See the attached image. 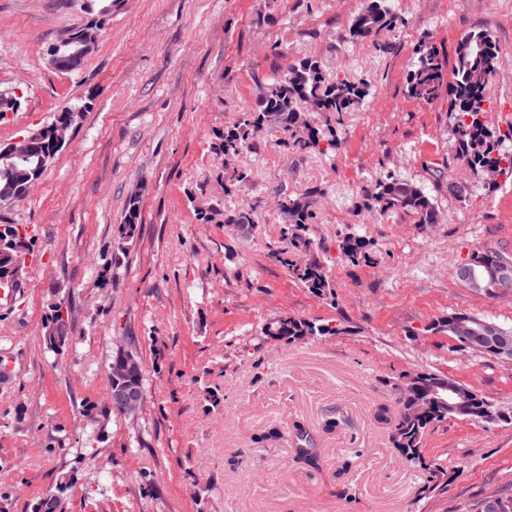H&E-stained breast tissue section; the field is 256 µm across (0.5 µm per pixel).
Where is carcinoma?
<instances>
[{
  "label": "carcinoma",
  "instance_id": "cac0c4a2",
  "mask_svg": "<svg viewBox=\"0 0 512 512\" xmlns=\"http://www.w3.org/2000/svg\"><path fill=\"white\" fill-rule=\"evenodd\" d=\"M83 11L92 16V21L103 28L106 18L112 13V0H102L95 5L88 3ZM395 19L387 6V0H369L368 5L355 14L350 24V33L357 39H367L379 31L393 26ZM504 62L503 53L495 41L484 31L470 32L460 39L455 49L452 70L442 59L439 49L427 42L419 46L411 60L406 93L408 97L431 103L442 97L448 99V110L457 114L458 153L472 174L478 176L488 168L498 171L512 170V154L499 146L512 140V128L495 136L485 124L484 105L489 98V84L494 72ZM366 97V90L346 80L329 81L323 75L318 61L303 58L291 65L282 75L274 79L260 94L255 108L242 113L231 126L224 128L218 137L217 150L224 160L238 158L245 147L256 142L268 129L279 127L292 131L295 117L302 109L313 113H342L353 109ZM310 134L305 140H294L292 146L301 151L319 148L324 139L323 130L309 125ZM29 169L18 164L5 170L0 162V200L21 189L28 177ZM367 199L373 201L383 214L406 211L418 217L421 224L437 223V209L432 198L417 184L400 178L388 177L364 189ZM140 195H131L125 222L119 225V240L133 237L140 218ZM285 223L291 229L293 239L303 247L311 246L307 237L308 224L312 218L310 203L300 197L282 202ZM224 223L247 232L254 221L251 213L240 211L224 216ZM30 238L21 232L17 224L5 225L0 230V275L19 268L30 252ZM369 242L357 236H349L340 245L342 253L353 263L367 254ZM292 275L314 294L332 293L333 284L325 268L317 260L302 264H289ZM458 320H465L475 331L480 332L491 321L471 315L452 313L448 315L445 331L462 347L466 341L454 329ZM340 329L328 324H316L301 318L286 317L267 324L263 335L271 340L291 344L306 337L332 336ZM45 341L49 349L61 352L70 341L69 318L54 307L47 323ZM453 388L477 400L438 408L431 413L417 416L411 411L415 400L433 388ZM398 415L390 421L391 441L398 449L402 463L408 468L426 467L422 452L423 440L429 429L448 419H460L479 424H494L502 421L506 413L491 399L476 390L441 373L421 371L408 374L398 386ZM296 460L306 466L317 465V455L311 448L307 431L295 426ZM481 512H512V498L488 497L482 502Z\"/></svg>",
  "mask_w": 512,
  "mask_h": 512
}]
</instances>
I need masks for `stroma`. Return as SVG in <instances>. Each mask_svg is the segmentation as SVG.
Listing matches in <instances>:
<instances>
[{
	"label": "stroma",
	"instance_id": "35a3bbf8",
	"mask_svg": "<svg viewBox=\"0 0 512 512\" xmlns=\"http://www.w3.org/2000/svg\"><path fill=\"white\" fill-rule=\"evenodd\" d=\"M367 3L115 0L83 68L65 74L46 50L86 21L79 0H0V93L18 101L0 119V147L89 106L30 196L0 210L32 237L20 288L0 300V512H33L63 482L61 512H479L487 497H512V422L432 427L424 470L402 463L389 425L396 384L422 369L512 412V363L434 328L452 312L512 326V290L479 293L455 276L478 250L512 259V175L474 176L447 101L406 94L421 42L450 63L463 36L484 31L505 56L486 124L511 126L512 0H388L396 26L353 39ZM306 57L367 87L336 121L338 145L301 152L274 128L227 165L217 134ZM390 176L421 186L439 223L371 207L364 187ZM137 190V231L117 243ZM288 196L312 200V252L284 231ZM242 210L254 220L245 237L224 224ZM353 235L371 243L356 264L340 249ZM311 253L332 294L290 273ZM61 301L71 339L58 356L45 336ZM288 316L342 332L293 344L262 335ZM121 346L143 366L145 410L111 413L100 440L88 409L105 405ZM298 425L318 468L295 459ZM271 427L280 438L258 443ZM432 466L446 488L430 489Z\"/></svg>",
	"mask_w": 512,
	"mask_h": 512
}]
</instances>
